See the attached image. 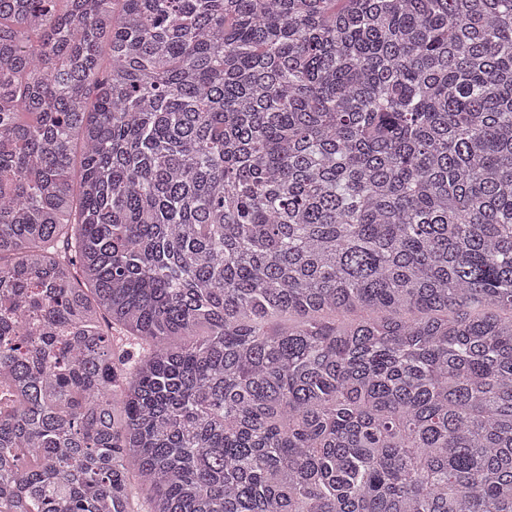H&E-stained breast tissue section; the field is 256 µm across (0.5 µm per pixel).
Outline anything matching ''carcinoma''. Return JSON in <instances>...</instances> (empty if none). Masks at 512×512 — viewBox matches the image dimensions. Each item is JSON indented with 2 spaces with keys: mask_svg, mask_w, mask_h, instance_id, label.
I'll list each match as a JSON object with an SVG mask.
<instances>
[{
  "mask_svg": "<svg viewBox=\"0 0 512 512\" xmlns=\"http://www.w3.org/2000/svg\"><path fill=\"white\" fill-rule=\"evenodd\" d=\"M134 484L512 512V0H0V512Z\"/></svg>",
  "mask_w": 512,
  "mask_h": 512,
  "instance_id": "cac0c4a2",
  "label": "carcinoma"
}]
</instances>
